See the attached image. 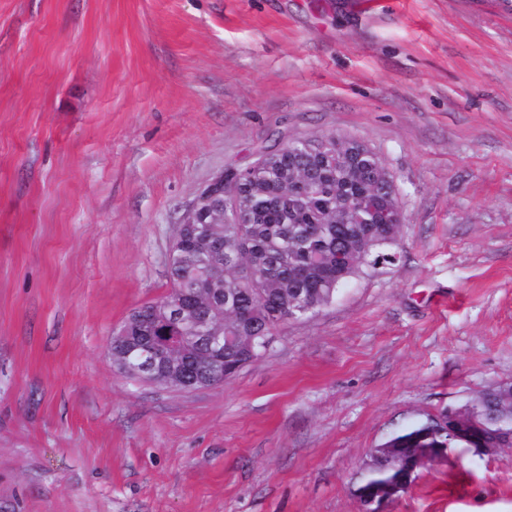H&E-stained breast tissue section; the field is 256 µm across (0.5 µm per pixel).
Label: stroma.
I'll return each instance as SVG.
<instances>
[{
	"label": "stroma",
	"mask_w": 512,
	"mask_h": 512,
	"mask_svg": "<svg viewBox=\"0 0 512 512\" xmlns=\"http://www.w3.org/2000/svg\"><path fill=\"white\" fill-rule=\"evenodd\" d=\"M354 138L394 259L224 385L116 371L202 188ZM512 380V0H0V512H361L391 434ZM388 512H512L454 447Z\"/></svg>",
	"instance_id": "obj_1"
}]
</instances>
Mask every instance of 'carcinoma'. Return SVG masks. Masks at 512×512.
Segmentation results:
<instances>
[{
  "instance_id": "obj_1",
  "label": "carcinoma",
  "mask_w": 512,
  "mask_h": 512,
  "mask_svg": "<svg viewBox=\"0 0 512 512\" xmlns=\"http://www.w3.org/2000/svg\"><path fill=\"white\" fill-rule=\"evenodd\" d=\"M380 158L366 144L333 134L292 138L263 153L259 165L242 175L236 193L238 212L224 208L222 224H190L167 265L171 289L159 300L133 310L147 335L183 366L200 372L206 351L194 331L168 319L164 305L181 299L199 308L221 336L224 376L235 377L268 349L288 320V309L332 303L348 280L373 268L396 243L401 225L383 222L397 207V190ZM359 196L371 206L353 213ZM222 288L236 295L233 305L212 296ZM469 421L490 436L512 433V392L501 387L470 401ZM427 429L422 421L385 440L360 486L379 487L399 472L385 449L396 448Z\"/></svg>"
}]
</instances>
